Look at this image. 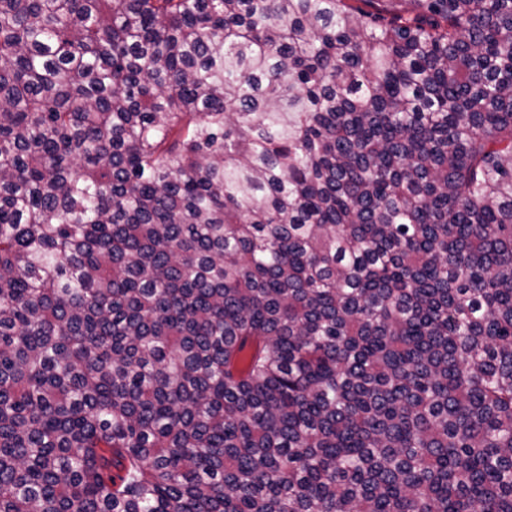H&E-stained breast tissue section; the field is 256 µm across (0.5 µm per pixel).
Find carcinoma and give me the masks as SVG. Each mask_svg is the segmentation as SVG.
<instances>
[{
	"label": "carcinoma",
	"mask_w": 512,
	"mask_h": 512,
	"mask_svg": "<svg viewBox=\"0 0 512 512\" xmlns=\"http://www.w3.org/2000/svg\"><path fill=\"white\" fill-rule=\"evenodd\" d=\"M0 512H512V0H0Z\"/></svg>",
	"instance_id": "obj_1"
}]
</instances>
